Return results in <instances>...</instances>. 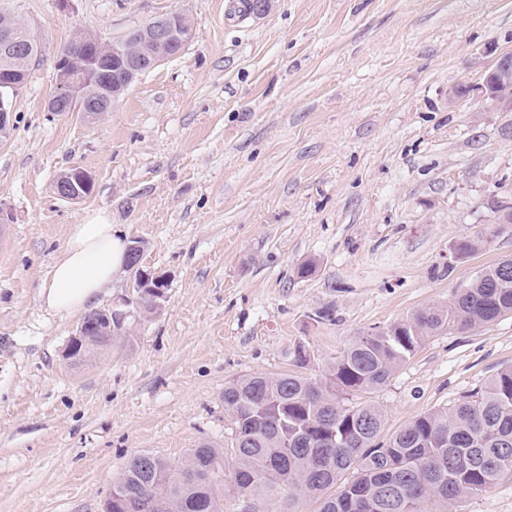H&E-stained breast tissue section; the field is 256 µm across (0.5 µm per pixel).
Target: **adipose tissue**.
<instances>
[{
	"instance_id": "1",
	"label": "adipose tissue",
	"mask_w": 512,
	"mask_h": 512,
	"mask_svg": "<svg viewBox=\"0 0 512 512\" xmlns=\"http://www.w3.org/2000/svg\"><path fill=\"white\" fill-rule=\"evenodd\" d=\"M127 244L107 216H91L70 228L67 243L54 262L39 299L48 312L68 317L95 301L125 264Z\"/></svg>"
}]
</instances>
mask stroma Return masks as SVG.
I'll list each match as a JSON object with an SVG mask.
<instances>
[{"instance_id":"35a3bbf8","label":"stroma","mask_w":512,"mask_h":512,"mask_svg":"<svg viewBox=\"0 0 512 512\" xmlns=\"http://www.w3.org/2000/svg\"><path fill=\"white\" fill-rule=\"evenodd\" d=\"M38 59L0 141V512H103L137 453L221 447L225 385L306 375L372 327L444 304L512 257V112H483L485 47L512 53V0H0ZM175 8L193 35L94 119L53 114L54 63ZM82 168L94 189L54 192ZM107 212L168 280L160 309L90 361L63 357L80 314L39 292L71 225ZM482 248L453 258L456 245ZM313 263V273L297 269ZM330 311L324 321L320 312ZM512 367V315L428 338L372 394L385 433ZM448 512H512V476Z\"/></svg>"}]
</instances>
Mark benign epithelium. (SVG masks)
<instances>
[{
	"mask_svg": "<svg viewBox=\"0 0 512 512\" xmlns=\"http://www.w3.org/2000/svg\"><path fill=\"white\" fill-rule=\"evenodd\" d=\"M190 20L182 9H173L151 19L144 26L128 29L123 35L108 42L110 53L90 58L70 55L59 59L55 66L57 91L50 99L54 112H109L114 103L128 90L138 78L175 56L174 48L185 49L192 38L191 29L181 30L173 26V19ZM92 68L104 73L121 76L112 84V91L100 101V105L89 102L85 97L84 75ZM26 82L25 73L9 71L0 83L6 92L0 94V129L13 125V103L10 93L20 91ZM477 92L487 112H512V54L498 55L494 62L486 67L482 82L468 85L452 92L451 100H457ZM91 179V174L81 168L72 172V178L66 182L55 181L57 195L66 200L76 201L83 197L81 187ZM131 282L128 294L119 298L111 306L96 310L106 324L104 340L112 341V336L121 335L127 329V320L142 309L144 300L151 298L154 304L161 305L166 291L161 287L165 279L142 267L137 260L128 266ZM88 324L81 322L71 336L64 358L71 363H80L77 355L80 342L88 336Z\"/></svg>",
	"mask_w": 512,
	"mask_h": 512,
	"instance_id": "benign-epithelium-1",
	"label": "benign epithelium"
}]
</instances>
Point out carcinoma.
<instances>
[{
	"instance_id": "carcinoma-1",
	"label": "carcinoma",
	"mask_w": 512,
	"mask_h": 512,
	"mask_svg": "<svg viewBox=\"0 0 512 512\" xmlns=\"http://www.w3.org/2000/svg\"><path fill=\"white\" fill-rule=\"evenodd\" d=\"M1 24L36 43L14 13L0 10ZM33 60L0 56V71L27 72ZM110 89V75L86 79L94 101ZM506 314H512V258L483 268L448 304L366 332L319 380L300 372L307 355L299 345L293 369L224 387L230 446L202 442L178 459L135 455L112 482V498H160L169 512H224L230 489L257 502L278 498L283 512H298L295 504L307 498L318 503L316 512H443L512 475V367L450 410L420 416L387 438L383 410L355 398L384 387L427 337ZM329 435L336 438L333 447L325 444Z\"/></svg>"
}]
</instances>
